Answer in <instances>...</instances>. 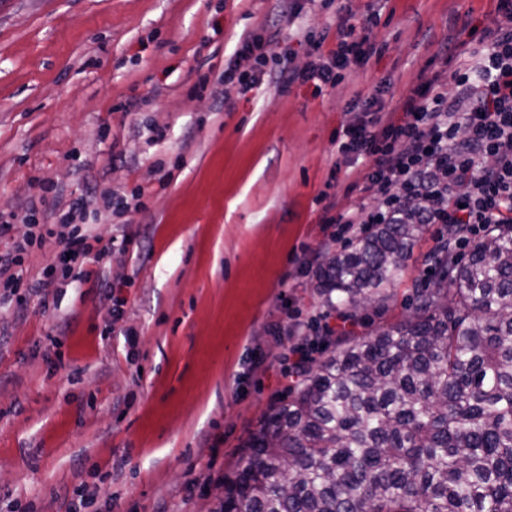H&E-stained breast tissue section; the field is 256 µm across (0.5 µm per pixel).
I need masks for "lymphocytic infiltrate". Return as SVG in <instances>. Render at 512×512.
<instances>
[{
  "label": "lymphocytic infiltrate",
  "mask_w": 512,
  "mask_h": 512,
  "mask_svg": "<svg viewBox=\"0 0 512 512\" xmlns=\"http://www.w3.org/2000/svg\"><path fill=\"white\" fill-rule=\"evenodd\" d=\"M334 7L336 45L326 48L325 36L310 37L304 68L292 66L268 51L269 39L257 31L240 36L224 69L221 84L244 95L263 78L287 91L294 84L316 89L336 86L354 65L367 62L382 49L373 39L381 13L371 9L353 20L346 0H321ZM496 14L509 25L484 28L480 34L451 44L443 69L418 77L397 102L379 85L366 96L362 119L346 126L340 152L363 162L350 191L376 200L374 209L353 204L324 213L325 224H389L411 206L424 224L456 229L454 242L465 247L485 225L512 224V0H495ZM89 204L83 200L56 203L57 264L43 268L27 284L28 297L41 310L56 300V268L79 280L89 278V265L112 261L111 245L89 229H79Z\"/></svg>",
  "instance_id": "1"
}]
</instances>
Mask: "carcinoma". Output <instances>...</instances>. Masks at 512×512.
<instances>
[{
    "instance_id": "carcinoma-1",
    "label": "carcinoma",
    "mask_w": 512,
    "mask_h": 512,
    "mask_svg": "<svg viewBox=\"0 0 512 512\" xmlns=\"http://www.w3.org/2000/svg\"><path fill=\"white\" fill-rule=\"evenodd\" d=\"M425 231L406 210L327 255L321 304L385 305ZM430 262L402 320L317 337L210 512H512V224Z\"/></svg>"
}]
</instances>
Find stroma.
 <instances>
[{
	"label": "stroma",
	"mask_w": 512,
	"mask_h": 512,
	"mask_svg": "<svg viewBox=\"0 0 512 512\" xmlns=\"http://www.w3.org/2000/svg\"><path fill=\"white\" fill-rule=\"evenodd\" d=\"M493 10L386 0L385 51L335 87L222 96L218 78L257 25L276 32L273 53L306 63L276 0H0V214L147 190L145 209L94 224L114 244L97 280L59 279L47 312L0 304V512H66L83 483L87 512H206L286 395L291 324L323 312L300 261L345 246L317 197L355 202L336 138L349 103L382 82L406 93L447 37L466 39L462 19L484 27ZM437 231L364 329L408 314Z\"/></svg>",
	"instance_id": "1"
}]
</instances>
